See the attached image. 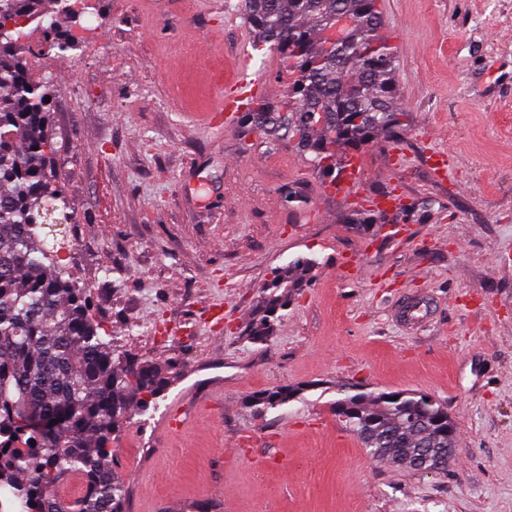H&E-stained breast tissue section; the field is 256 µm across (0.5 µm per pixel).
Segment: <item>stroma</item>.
Masks as SVG:
<instances>
[{
  "mask_svg": "<svg viewBox=\"0 0 512 512\" xmlns=\"http://www.w3.org/2000/svg\"><path fill=\"white\" fill-rule=\"evenodd\" d=\"M238 4L86 0L60 19L78 49L31 60L57 90L56 178L77 211L60 258L114 349L178 360L117 441L126 512H512V0H380L409 130L366 148L360 188L407 209L366 235L293 145L204 125L240 68L267 96L290 88ZM301 255L311 281L269 342L247 341L272 271ZM419 293L427 317L400 325ZM282 385L304 391L251 404ZM342 387L447 406V469L375 461L336 414ZM302 390L303 388L299 386L278 387L256 394L252 398V403L254 405H262L266 408H275L297 397Z\"/></svg>",
  "mask_w": 512,
  "mask_h": 512,
  "instance_id": "obj_1",
  "label": "stroma"
}]
</instances>
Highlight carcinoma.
I'll use <instances>...</instances> for the list:
<instances>
[{
	"label": "carcinoma",
	"mask_w": 512,
	"mask_h": 512,
	"mask_svg": "<svg viewBox=\"0 0 512 512\" xmlns=\"http://www.w3.org/2000/svg\"><path fill=\"white\" fill-rule=\"evenodd\" d=\"M255 47L288 67V100L259 96L236 128L270 146L293 143L314 170L339 176L348 158L377 136L404 141L408 114L398 103L397 48L383 31L379 0H240ZM77 13L75 0H0V512H125L127 490L114 469V444L132 412L163 395L176 362L141 361L115 352L91 314L84 288L48 247L47 206L69 224L74 211L56 185L59 149L50 132L54 91L31 79L29 26L40 46L64 55L78 40L55 16ZM347 18L330 40L336 19ZM384 212L354 204L344 223L367 232ZM313 260L273 271L262 309L244 330L266 343L281 311L311 278ZM299 386L259 393L275 408ZM336 412L370 454L414 469L430 448L456 442L448 409L427 395L343 391ZM73 473L85 490L70 502L59 486Z\"/></svg>",
	"instance_id": "obj_1"
}]
</instances>
